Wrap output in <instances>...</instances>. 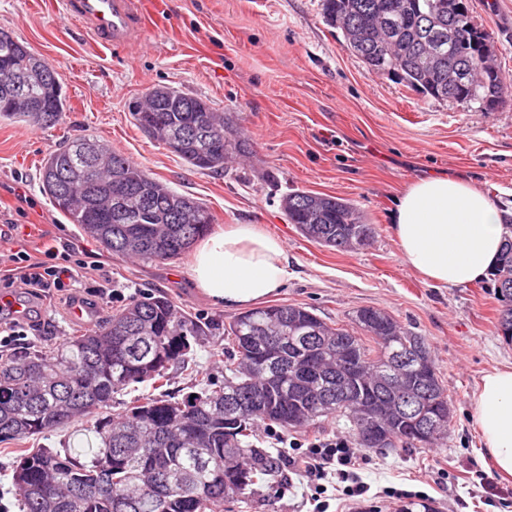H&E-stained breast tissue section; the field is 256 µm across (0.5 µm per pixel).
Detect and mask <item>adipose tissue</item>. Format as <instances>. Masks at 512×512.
<instances>
[{
  "label": "adipose tissue",
  "instance_id": "1",
  "mask_svg": "<svg viewBox=\"0 0 512 512\" xmlns=\"http://www.w3.org/2000/svg\"><path fill=\"white\" fill-rule=\"evenodd\" d=\"M392 228L403 263L444 287L486 279L507 234L491 198L449 176L410 183L397 200ZM190 271L198 291L215 304L247 308L284 286L288 254L279 237L258 225L233 224L194 246ZM472 412L486 459L501 479H512V366L482 377Z\"/></svg>",
  "mask_w": 512,
  "mask_h": 512
}]
</instances>
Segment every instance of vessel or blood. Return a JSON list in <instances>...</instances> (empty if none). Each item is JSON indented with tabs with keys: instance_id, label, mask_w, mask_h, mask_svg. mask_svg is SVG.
Wrapping results in <instances>:
<instances>
[{
	"instance_id": "b4317fda",
	"label": "vessel or blood",
	"mask_w": 512,
	"mask_h": 512,
	"mask_svg": "<svg viewBox=\"0 0 512 512\" xmlns=\"http://www.w3.org/2000/svg\"><path fill=\"white\" fill-rule=\"evenodd\" d=\"M68 16L80 21L102 44L128 47L137 40L133 0H65Z\"/></svg>"
}]
</instances>
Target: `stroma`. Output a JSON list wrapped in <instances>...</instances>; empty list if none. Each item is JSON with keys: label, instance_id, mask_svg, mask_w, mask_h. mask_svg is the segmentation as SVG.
Instances as JSON below:
<instances>
[{"label": "stroma", "instance_id": "35a3bbf8", "mask_svg": "<svg viewBox=\"0 0 512 512\" xmlns=\"http://www.w3.org/2000/svg\"><path fill=\"white\" fill-rule=\"evenodd\" d=\"M469 4L472 23L512 73V0ZM136 7L140 44L107 47L67 15L63 0H0V29L54 66L69 104L49 128L0 121V253L22 249L37 259L65 242L92 254L125 296H165L217 330L238 316V309L200 294L189 256L151 262L109 254L53 207L39 180L43 158L66 139L108 144L203 202L215 229L257 224L279 236L291 274L270 304L309 307L346 328L355 311L373 307L428 343L451 408L446 445L402 454L363 449L358 473L368 492L337 496L330 512H353L360 503L399 512L420 499L434 512H512V481L481 465L472 416L483 374L512 364V342L497 328L495 282L453 288L424 282L402 263L391 226L405 186L435 175L469 180L502 208L512 207V99L480 116L369 71L326 24L320 0H136ZM158 84L201 97L214 111L235 113L252 142L251 158L223 172L195 170L145 135L129 106ZM297 189L354 204L376 228L371 244L338 251L302 236L280 208L281 197ZM10 294L26 310V334L0 351L7 356L48 351L101 330L113 313L81 289L38 298L19 285ZM76 303L89 310L83 319L69 316ZM224 347L218 334L201 337L185 361L169 367L163 386L144 383L114 394L111 413L124 412L139 393L180 400L207 381L223 382ZM97 445L83 419L35 440L0 443V505L19 512L11 478L25 450L45 446L87 459ZM303 482L284 473L278 489L225 504L224 512H309ZM390 487L397 496H387Z\"/></svg>", "mask_w": 512, "mask_h": 512}]
</instances>
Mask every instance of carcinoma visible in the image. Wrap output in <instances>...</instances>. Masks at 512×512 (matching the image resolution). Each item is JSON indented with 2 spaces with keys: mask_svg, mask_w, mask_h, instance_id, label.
<instances>
[{
  "mask_svg": "<svg viewBox=\"0 0 512 512\" xmlns=\"http://www.w3.org/2000/svg\"><path fill=\"white\" fill-rule=\"evenodd\" d=\"M327 24L342 32L346 48L376 73L388 74L437 100L493 112L512 98V75L497 62L488 36L471 22L467 0H321ZM33 63L32 52L8 31L0 30V121L46 127L58 123L67 99L52 65L31 80L21 100L11 98L14 75ZM466 76L448 88V66ZM137 127L152 126V137L168 143L170 127L206 118L214 142L200 153L186 144L177 156L203 171L226 169L229 159L252 152L248 135L231 112L219 114L203 99L166 85H155L131 106ZM74 139L42 160L41 187L53 207L79 226L103 250L143 261L184 255L215 222L204 203L180 194L123 154L96 142L108 171L93 173L92 183L63 175L77 165ZM137 191L124 200L134 224L103 223L86 210L94 193L97 208L117 204L109 171ZM281 207L301 234L336 250L369 245L375 227L350 202L304 190L286 193ZM497 292L505 306L498 329L512 340V240L496 269ZM354 323L375 343L325 322L312 309L271 305L245 312L224 327L229 362L224 383H208L196 397L181 401L147 396L124 414H107L112 396L144 382L165 380L168 365L190 353L212 327L191 317L165 296H142L110 316L94 333L70 338L49 353L24 352L0 361V442L37 438L78 417L92 421L99 446L89 461L68 451L34 448L18 457L12 485L22 512H221L224 502L278 485L279 455L251 441L255 424L283 431L307 428L322 418L341 416L356 430L361 407L374 412L372 424L388 434L381 449L420 445L414 417L398 403L415 400L430 415H443L435 441L448 439V395L435 370L417 368L390 379L397 352L409 345L432 361L425 340L374 308L355 312ZM130 340L134 354L115 350ZM274 348V367L254 369V348ZM347 352L358 370L340 369ZM337 408L315 405L336 397ZM258 400L256 411L239 420L225 416L228 403Z\"/></svg>",
  "mask_w": 512,
  "mask_h": 512,
  "instance_id": "cac0c4a2",
  "label": "carcinoma"
}]
</instances>
